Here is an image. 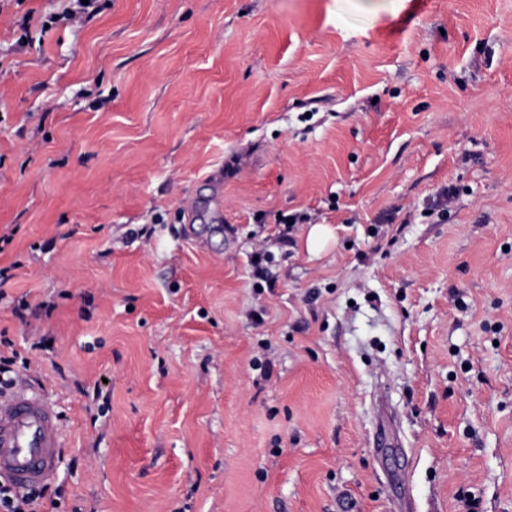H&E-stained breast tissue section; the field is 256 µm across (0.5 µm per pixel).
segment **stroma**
Here are the masks:
<instances>
[{"label":"stroma","mask_w":512,"mask_h":512,"mask_svg":"<svg viewBox=\"0 0 512 512\" xmlns=\"http://www.w3.org/2000/svg\"><path fill=\"white\" fill-rule=\"evenodd\" d=\"M65 6L0 0L40 512H512V0Z\"/></svg>","instance_id":"stroma-1"}]
</instances>
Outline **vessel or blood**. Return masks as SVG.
Returning <instances> with one entry per match:
<instances>
[{
    "label": "vessel or blood",
    "instance_id": "1",
    "mask_svg": "<svg viewBox=\"0 0 512 512\" xmlns=\"http://www.w3.org/2000/svg\"><path fill=\"white\" fill-rule=\"evenodd\" d=\"M61 446L59 418L40 392L19 386L0 401L1 474L23 486L49 484Z\"/></svg>",
    "mask_w": 512,
    "mask_h": 512
}]
</instances>
